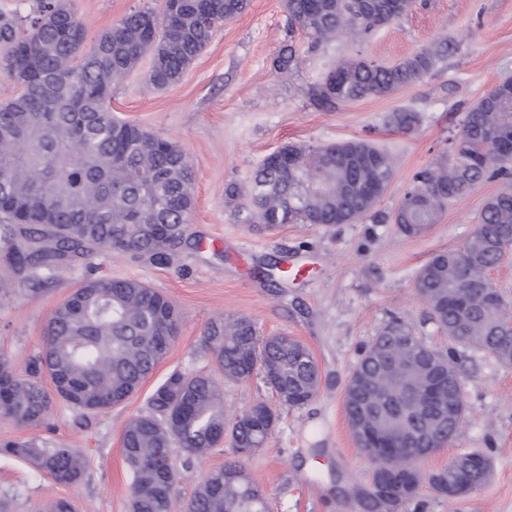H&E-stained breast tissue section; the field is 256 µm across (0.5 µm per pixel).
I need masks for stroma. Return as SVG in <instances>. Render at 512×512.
<instances>
[{"label": "stroma", "instance_id": "obj_1", "mask_svg": "<svg viewBox=\"0 0 512 512\" xmlns=\"http://www.w3.org/2000/svg\"><path fill=\"white\" fill-rule=\"evenodd\" d=\"M87 41L131 11L156 0H70ZM448 38L453 48L415 83L385 97L330 106L316 92L343 59L363 57L393 64ZM296 48L286 70L273 58L286 43ZM149 60L112 87L115 117L176 143L194 174L195 205L190 244L169 264L154 265L113 251L48 271L34 288L25 275L0 261L11 282L0 295V352L16 371L43 344L49 318L86 278L111 276L144 281L163 292L180 314L179 334L165 360L139 391L109 412L81 422L59 404L45 423L21 427L0 418V444L40 438L81 452L88 460L83 481L63 485L32 461L0 451V501L9 512H38L60 498L74 512H130V477L122 455V432L130 417L172 371L207 373L211 360L201 332L212 320L252 318L261 334L285 333L303 342L318 363L320 389L299 409H281L268 443L246 463L263 487L270 512H359L372 466L357 448L343 411L348 376L361 351L399 318L438 348L458 352L464 379L466 422L456 440L427 458L430 472L462 451L490 458L492 476L477 494L448 500L421 489L406 512H512V366L482 353L457 349L430 319L416 292L420 268L437 252L460 249L484 202L503 184L485 181L448 204L420 237L400 234L387 218L412 177L448 147L464 113L502 77L512 75V0H417L408 15L380 27L368 40L338 39L314 46L303 32H289L285 0H249L233 20L218 25L182 79L157 89L148 81ZM399 110L418 113L414 131L387 125ZM368 139L395 161L394 176L374 207L384 222L365 220L322 228L287 224L269 231L237 220L247 203L255 169L287 143L314 147ZM236 186V200L225 190ZM306 265V278L276 287L260 280L256 266L271 257ZM232 450L221 444L207 456L171 457L180 471L172 512H183L201 479L222 467Z\"/></svg>", "mask_w": 512, "mask_h": 512}]
</instances>
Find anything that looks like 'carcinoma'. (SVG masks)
Instances as JSON below:
<instances>
[{"label": "carcinoma", "mask_w": 512, "mask_h": 512, "mask_svg": "<svg viewBox=\"0 0 512 512\" xmlns=\"http://www.w3.org/2000/svg\"><path fill=\"white\" fill-rule=\"evenodd\" d=\"M415 0H287L288 27L320 43L338 36L364 38L408 13ZM249 0H164L162 13L144 7L102 32L91 49L81 50L85 30L65 0H40L26 27L0 20V42L11 50L0 68L22 92L0 105V255L35 284L59 262L83 258L89 249L120 251L156 265L170 262L186 239L193 209L192 170L177 145L138 125L112 116V81L150 60V81L163 87L180 80L212 39L218 23L242 14ZM444 49H426L395 65L353 58L330 70L318 89L326 103L346 104L384 96L412 85L443 58ZM285 44L273 60L279 70L294 62ZM415 112L399 111L388 122L412 131ZM512 141V77L465 112L459 133L440 159L413 176L392 215L399 233L427 232L448 203L487 179H512V154L500 142ZM284 158L263 159L252 176L245 221L267 229L285 224H354L370 217L394 174L391 157L366 139L310 149L287 144ZM512 187L483 205L464 245L442 251L420 269L417 292L430 306L437 329L465 348L512 365V305L496 293L493 306L483 298H457L466 279L485 287L489 269L512 244ZM176 311L159 291L131 278L87 279L50 317L42 351L23 374L0 355V418L21 426L40 424L54 402L78 418L106 413L139 390L166 357L178 324ZM202 344L214 374L173 372L131 417L122 434L130 474L132 512H171L180 472L170 460L178 444L189 456L203 457L229 441L233 458L207 473L186 512H269L265 492L245 462L263 447L275 428L278 407L298 408L319 390V367L308 348L288 335L262 336L249 317L209 322ZM48 375L52 389L41 384ZM245 384L262 377L278 405L258 400L228 415L216 376ZM403 392L433 382L447 386L448 415L423 412L396 416L385 398L398 382ZM347 422L358 448L372 456L360 414L369 406L382 440L410 429L431 432L426 447L452 442L465 417L463 380L454 353L429 344L401 321L388 324L364 348L344 389ZM6 452L32 457L57 483L82 481L87 460L70 448L17 440ZM417 476V490L394 503L401 510L422 487L448 497L456 470Z\"/></svg>", "instance_id": "obj_1"}]
</instances>
